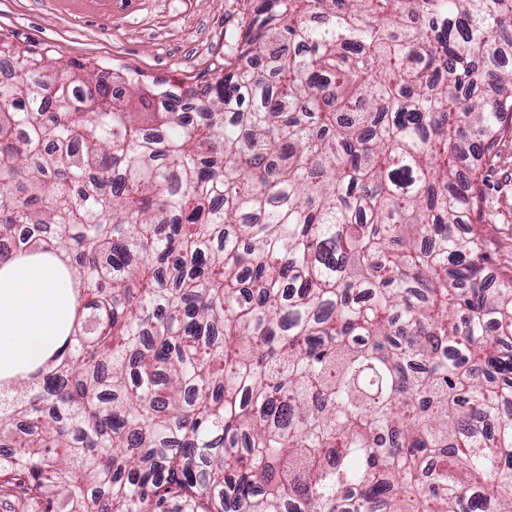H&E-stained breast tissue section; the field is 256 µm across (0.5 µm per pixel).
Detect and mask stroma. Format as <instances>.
<instances>
[{
    "mask_svg": "<svg viewBox=\"0 0 512 512\" xmlns=\"http://www.w3.org/2000/svg\"><path fill=\"white\" fill-rule=\"evenodd\" d=\"M250 0H0V35L48 46L60 67L98 63L137 71L144 84L201 87L233 61ZM491 262L512 264V131L482 169Z\"/></svg>",
    "mask_w": 512,
    "mask_h": 512,
    "instance_id": "1",
    "label": "stroma"
}]
</instances>
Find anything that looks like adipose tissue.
Here are the masks:
<instances>
[{"label": "adipose tissue", "instance_id": "adipose-tissue-1", "mask_svg": "<svg viewBox=\"0 0 512 512\" xmlns=\"http://www.w3.org/2000/svg\"><path fill=\"white\" fill-rule=\"evenodd\" d=\"M76 303L48 263L18 265L11 275H0V371L35 363L58 346L59 328Z\"/></svg>", "mask_w": 512, "mask_h": 512}]
</instances>
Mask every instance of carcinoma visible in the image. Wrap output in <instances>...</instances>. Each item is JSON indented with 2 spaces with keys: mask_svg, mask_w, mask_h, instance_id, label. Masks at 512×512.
Returning a JSON list of instances; mask_svg holds the SVG:
<instances>
[{
  "mask_svg": "<svg viewBox=\"0 0 512 512\" xmlns=\"http://www.w3.org/2000/svg\"><path fill=\"white\" fill-rule=\"evenodd\" d=\"M205 92L0 48V264L64 342L0 388L39 512H512V265L465 154L512 127V0H253Z\"/></svg>",
  "mask_w": 512,
  "mask_h": 512,
  "instance_id": "obj_1",
  "label": "carcinoma"
}]
</instances>
